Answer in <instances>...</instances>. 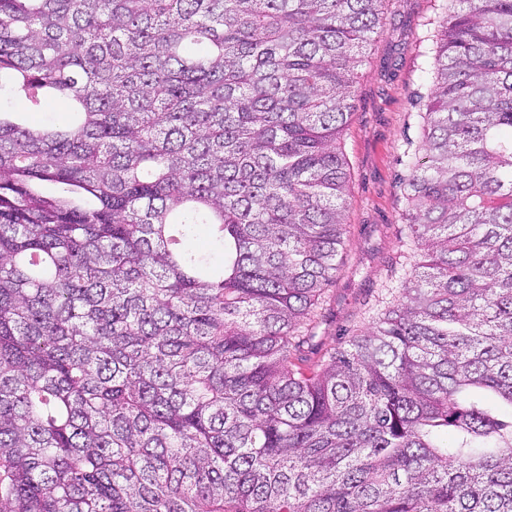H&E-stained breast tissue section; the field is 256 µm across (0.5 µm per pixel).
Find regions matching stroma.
<instances>
[{
  "label": "stroma",
  "instance_id": "stroma-1",
  "mask_svg": "<svg viewBox=\"0 0 512 512\" xmlns=\"http://www.w3.org/2000/svg\"><path fill=\"white\" fill-rule=\"evenodd\" d=\"M441 0H386L384 32L363 50L342 135L348 162L346 248L317 329L322 349L364 332L379 300L400 285L421 251L400 240L404 152L422 137V78Z\"/></svg>",
  "mask_w": 512,
  "mask_h": 512
}]
</instances>
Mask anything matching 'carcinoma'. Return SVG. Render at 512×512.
Instances as JSON below:
<instances>
[{"label":"carcinoma","instance_id":"obj_1","mask_svg":"<svg viewBox=\"0 0 512 512\" xmlns=\"http://www.w3.org/2000/svg\"><path fill=\"white\" fill-rule=\"evenodd\" d=\"M385 2L0 0V512H512V0H445L425 252L308 366ZM25 114L28 125L32 126L51 123L59 127H66L72 120L69 104L62 98L50 99L40 109L30 110Z\"/></svg>","mask_w":512,"mask_h":512}]
</instances>
